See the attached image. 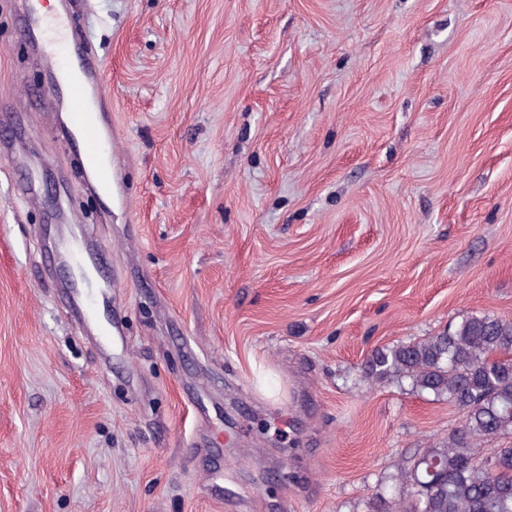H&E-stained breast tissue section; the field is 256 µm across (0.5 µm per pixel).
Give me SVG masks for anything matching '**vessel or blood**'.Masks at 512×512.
Instances as JSON below:
<instances>
[{"label": "vessel or blood", "instance_id": "vessel-or-blood-1", "mask_svg": "<svg viewBox=\"0 0 512 512\" xmlns=\"http://www.w3.org/2000/svg\"><path fill=\"white\" fill-rule=\"evenodd\" d=\"M63 32V17L43 19L35 7L25 11L22 33L36 37L40 27ZM47 65L58 75L56 88L48 90L51 99L64 101L69 108L71 125L86 148L85 164L93 171L100 189H109L112 182V134L103 105L93 103L94 94L104 91L103 80L94 64L80 46H72L69 56H62L57 46L46 49Z\"/></svg>", "mask_w": 512, "mask_h": 512}]
</instances>
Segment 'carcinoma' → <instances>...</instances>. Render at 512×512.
Listing matches in <instances>:
<instances>
[{
    "label": "carcinoma",
    "mask_w": 512,
    "mask_h": 512,
    "mask_svg": "<svg viewBox=\"0 0 512 512\" xmlns=\"http://www.w3.org/2000/svg\"><path fill=\"white\" fill-rule=\"evenodd\" d=\"M512 321L472 315L452 332L379 347L363 372L371 382L407 380L461 413V427L443 448H429L393 477L391 512H512V450L487 465L493 448L512 437Z\"/></svg>",
    "instance_id": "1"
}]
</instances>
